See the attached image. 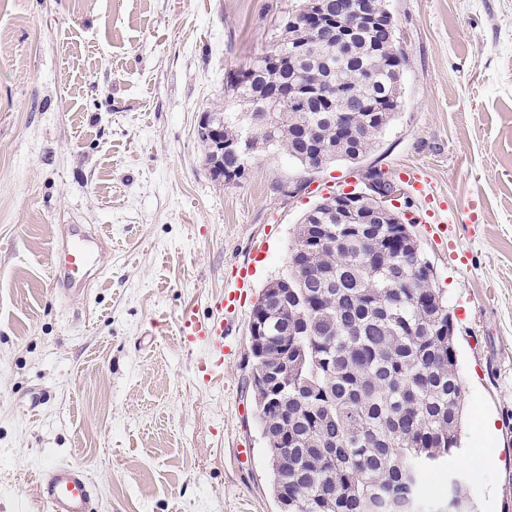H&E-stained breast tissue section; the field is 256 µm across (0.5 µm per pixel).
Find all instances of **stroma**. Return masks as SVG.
I'll list each match as a JSON object with an SVG mask.
<instances>
[{
    "instance_id": "stroma-1",
    "label": "stroma",
    "mask_w": 512,
    "mask_h": 512,
    "mask_svg": "<svg viewBox=\"0 0 512 512\" xmlns=\"http://www.w3.org/2000/svg\"><path fill=\"white\" fill-rule=\"evenodd\" d=\"M300 0H0V512H49V462L82 465L99 512H277L247 391L253 307L287 271L320 187L397 181L448 301L466 451L424 492L461 479L477 512H512V0H387L405 57L402 105L359 163L306 169L259 153L214 179L197 135L233 111L227 72L266 52ZM452 222L435 236L427 205ZM112 248L87 290L64 294L51 252L68 225ZM254 270L224 374L182 341L211 321L232 264Z\"/></svg>"
}]
</instances>
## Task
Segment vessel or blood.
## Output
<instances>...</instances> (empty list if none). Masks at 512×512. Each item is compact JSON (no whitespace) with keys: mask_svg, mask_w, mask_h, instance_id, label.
Returning <instances> with one entry per match:
<instances>
[{"mask_svg":"<svg viewBox=\"0 0 512 512\" xmlns=\"http://www.w3.org/2000/svg\"><path fill=\"white\" fill-rule=\"evenodd\" d=\"M106 250V237L88 233L77 225L71 226L53 259L58 281L64 290L85 288ZM251 277L249 265L233 266V288L219 301V310L234 314L241 309L243 297L251 286ZM227 330V325L220 321L202 324L190 312L184 313L179 321L182 338L206 343L210 348L212 361L201 368L203 382H211L215 375L224 371V334ZM37 489L49 512H97L96 487L79 465L66 462L47 465L38 472Z\"/></svg>","mask_w":512,"mask_h":512,"instance_id":"b4317fda","label":"vessel or blood"}]
</instances>
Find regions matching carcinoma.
I'll return each mask as SVG.
<instances>
[{"mask_svg":"<svg viewBox=\"0 0 512 512\" xmlns=\"http://www.w3.org/2000/svg\"><path fill=\"white\" fill-rule=\"evenodd\" d=\"M336 18L353 22L385 0H326ZM396 28L357 26L339 43L288 20L254 71L236 77L237 105L255 112H214L226 140L249 138L252 153L284 148L316 168L360 161L394 119L401 99ZM370 82L362 81V75ZM317 88L302 111H288L294 86ZM280 99L273 123L257 120ZM331 230L305 248L308 224ZM397 224L346 226L320 208L302 217L280 278L264 291L251 324L259 325L254 383L268 359L279 361L278 384L266 393L260 419L271 489L287 512H437L422 499L424 478L460 450L464 391L457 374L448 305L427 260Z\"/></svg>","mask_w":512,"mask_h":512,"instance_id":"cac0c4a2","label":"carcinoma"}]
</instances>
